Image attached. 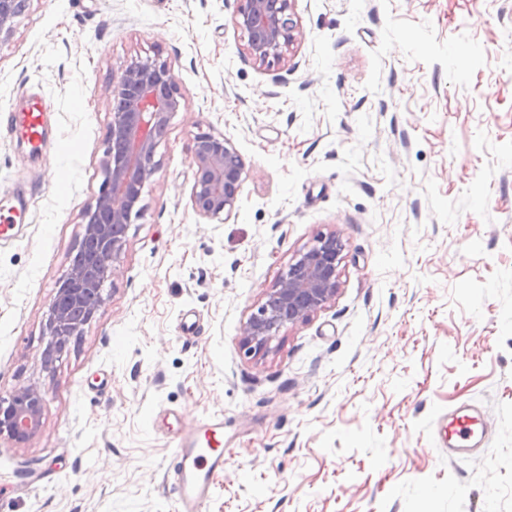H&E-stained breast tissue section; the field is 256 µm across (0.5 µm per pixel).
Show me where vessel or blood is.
<instances>
[{
    "label": "vessel or blood",
    "instance_id": "obj_1",
    "mask_svg": "<svg viewBox=\"0 0 512 512\" xmlns=\"http://www.w3.org/2000/svg\"><path fill=\"white\" fill-rule=\"evenodd\" d=\"M54 107L43 96L28 100L18 112L7 113V127L16 141L30 153L46 146ZM32 191L25 190L0 199V241L15 240L29 220ZM442 440L445 446L461 449L477 447L484 430L480 413L467 405L449 410ZM224 418L212 415L175 440L169 471L172 476L176 512H200L209 498L216 475L223 472Z\"/></svg>",
    "mask_w": 512,
    "mask_h": 512
}]
</instances>
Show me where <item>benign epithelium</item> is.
Wrapping results in <instances>:
<instances>
[{
	"instance_id": "obj_1",
	"label": "benign epithelium",
	"mask_w": 512,
	"mask_h": 512,
	"mask_svg": "<svg viewBox=\"0 0 512 512\" xmlns=\"http://www.w3.org/2000/svg\"><path fill=\"white\" fill-rule=\"evenodd\" d=\"M233 24L241 31L245 54L260 66L279 63L300 44L297 0H237ZM30 0H0V42L9 39ZM111 120L100 167L98 195L81 212L82 233L77 248L85 261L71 264L50 299L41 359L48 366L63 353L62 342L83 334L105 303L104 285L115 276L129 226L139 219L143 188L159 170L155 160L159 139L184 94L171 66L159 56L139 57L119 78L105 86ZM191 164L195 178L190 196L202 218H229L245 182L244 166L222 135L199 132L193 138ZM343 244L334 233L322 235L300 251L276 284L242 323L241 346L259 354L281 328L307 321L331 303L338 291ZM44 395L36 385L0 395V436L24 444L43 424Z\"/></svg>"
}]
</instances>
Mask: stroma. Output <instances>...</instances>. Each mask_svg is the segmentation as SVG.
I'll use <instances>...</instances> for the list:
<instances>
[{
    "instance_id": "1",
    "label": "stroma",
    "mask_w": 512,
    "mask_h": 512,
    "mask_svg": "<svg viewBox=\"0 0 512 512\" xmlns=\"http://www.w3.org/2000/svg\"><path fill=\"white\" fill-rule=\"evenodd\" d=\"M237 5L32 0L0 43V113L55 108L40 158L0 132V197L39 188L0 243V393L46 399L34 438H0V512H174L162 409L224 417L203 512H512V0H298L304 37L271 66L247 57ZM154 54L185 101L105 304L44 368L103 180L102 90ZM201 129L244 164L222 222L190 203ZM329 233L335 300L245 354L253 307ZM463 403L488 431L452 455L439 419Z\"/></svg>"
}]
</instances>
